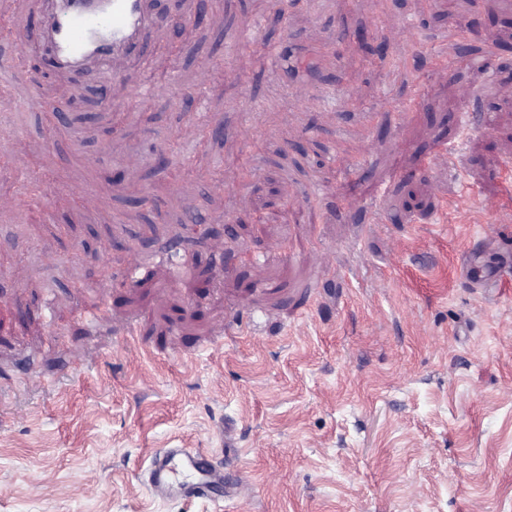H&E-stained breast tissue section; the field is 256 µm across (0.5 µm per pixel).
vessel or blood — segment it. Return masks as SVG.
<instances>
[{
  "label": "vessel or blood",
  "instance_id": "obj_1",
  "mask_svg": "<svg viewBox=\"0 0 512 512\" xmlns=\"http://www.w3.org/2000/svg\"><path fill=\"white\" fill-rule=\"evenodd\" d=\"M163 22L148 0H46L39 37L64 75L89 69L118 77L120 66H147L146 34ZM151 493L208 498L224 488V472L202 448H163L147 470Z\"/></svg>",
  "mask_w": 512,
  "mask_h": 512
}]
</instances>
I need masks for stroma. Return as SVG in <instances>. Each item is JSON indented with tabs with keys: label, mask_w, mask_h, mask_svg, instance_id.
Listing matches in <instances>:
<instances>
[{
	"label": "stroma",
	"mask_w": 512,
	"mask_h": 512,
	"mask_svg": "<svg viewBox=\"0 0 512 512\" xmlns=\"http://www.w3.org/2000/svg\"><path fill=\"white\" fill-rule=\"evenodd\" d=\"M202 3L78 88L18 54L42 0H0V512H512V0ZM160 448L233 496H153Z\"/></svg>",
	"instance_id": "1"
}]
</instances>
